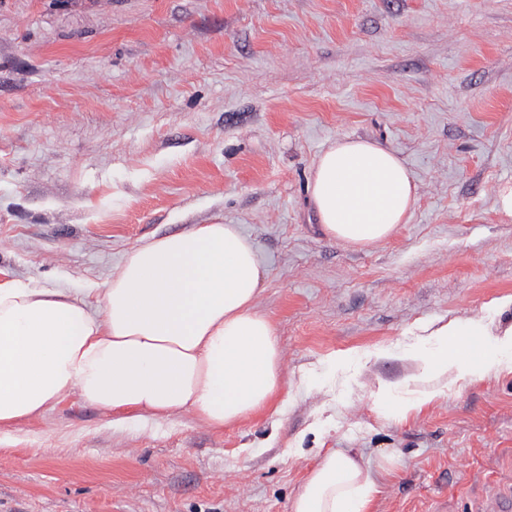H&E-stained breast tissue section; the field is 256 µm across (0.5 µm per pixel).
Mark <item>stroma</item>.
Returning <instances> with one entry per match:
<instances>
[{
	"label": "stroma",
	"instance_id": "35a3bbf8",
	"mask_svg": "<svg viewBox=\"0 0 512 512\" xmlns=\"http://www.w3.org/2000/svg\"><path fill=\"white\" fill-rule=\"evenodd\" d=\"M347 137L418 186L365 249L307 190ZM505 187L512 0H0V280L79 291L144 241L236 224L284 354L271 409L223 428L75 396L0 426V512H291L333 448L370 468L371 512H475L512 485V372L399 404L429 330L512 328Z\"/></svg>",
	"mask_w": 512,
	"mask_h": 512
}]
</instances>
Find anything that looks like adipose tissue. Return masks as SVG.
Here are the masks:
<instances>
[{"instance_id":"ef3b65f1","label":"adipose tissue","mask_w":512,"mask_h":512,"mask_svg":"<svg viewBox=\"0 0 512 512\" xmlns=\"http://www.w3.org/2000/svg\"><path fill=\"white\" fill-rule=\"evenodd\" d=\"M314 215L328 238L367 248L407 223L417 185L403 161L367 139L337 140L313 164ZM264 272L235 224H204L131 250L106 287L77 294L0 281V425L70 395L121 422L189 411L221 428L268 409L282 385L275 329L256 308ZM423 360L447 376L465 341L470 376L512 370V328L485 345L477 322L433 333ZM363 462L333 449L306 476L291 512H369Z\"/></svg>"}]
</instances>
